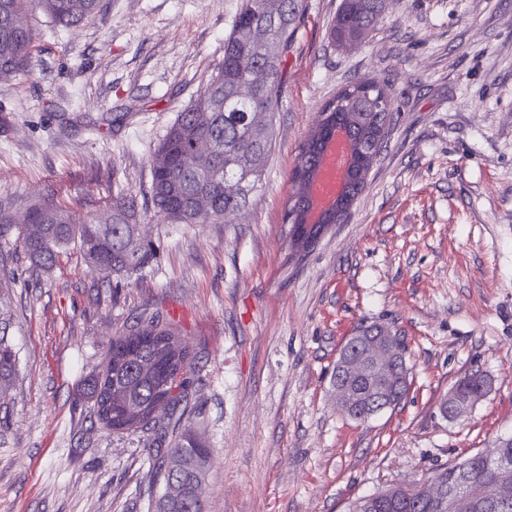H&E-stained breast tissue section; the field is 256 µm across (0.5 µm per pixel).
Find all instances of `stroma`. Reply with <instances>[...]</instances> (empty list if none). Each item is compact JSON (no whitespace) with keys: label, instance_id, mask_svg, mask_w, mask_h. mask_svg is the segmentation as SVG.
Here are the masks:
<instances>
[{"label":"stroma","instance_id":"1","mask_svg":"<svg viewBox=\"0 0 512 512\" xmlns=\"http://www.w3.org/2000/svg\"><path fill=\"white\" fill-rule=\"evenodd\" d=\"M102 3L74 31L30 15L32 71L0 74V200L16 210L47 189L77 222L117 189L146 202L151 154L221 63L241 0ZM340 4L305 0L262 186L241 214L143 213L156 256L118 289L77 250L46 275L14 239L0 244L18 356L0 398V512H152L164 491L152 434L106 429L83 393L144 312L177 325L196 367L205 512H349L512 436V0H386L377 31L349 47L329 36ZM357 80L392 100L387 146L349 219L288 261L298 149L321 105ZM372 323L405 337L410 392L357 422L337 410L331 376ZM477 369L491 391L444 418L449 389Z\"/></svg>","mask_w":512,"mask_h":512}]
</instances>
